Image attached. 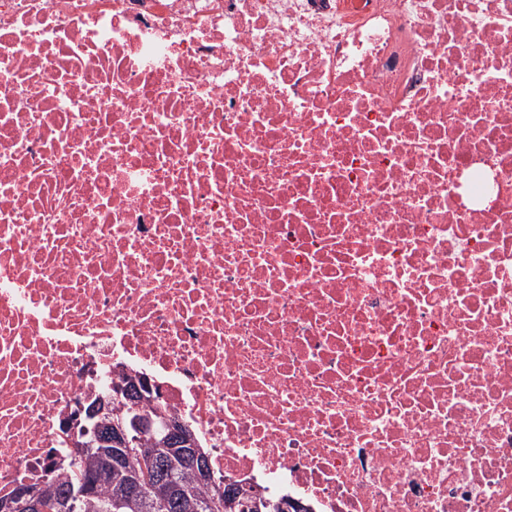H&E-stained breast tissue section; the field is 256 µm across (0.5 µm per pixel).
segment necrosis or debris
<instances>
[{
    "label": "necrosis or debris",
    "mask_w": 512,
    "mask_h": 512,
    "mask_svg": "<svg viewBox=\"0 0 512 512\" xmlns=\"http://www.w3.org/2000/svg\"><path fill=\"white\" fill-rule=\"evenodd\" d=\"M123 375L225 483L512 512V0H0V496Z\"/></svg>",
    "instance_id": "4bbe7bcc"
}]
</instances>
